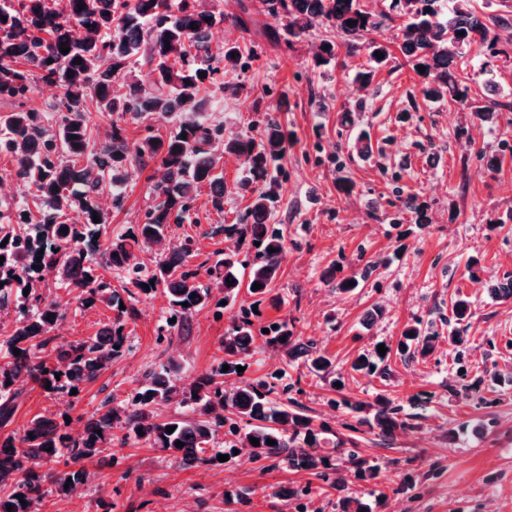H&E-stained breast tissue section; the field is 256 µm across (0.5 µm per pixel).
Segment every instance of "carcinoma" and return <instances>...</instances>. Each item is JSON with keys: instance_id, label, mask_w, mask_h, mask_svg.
Returning a JSON list of instances; mask_svg holds the SVG:
<instances>
[{"instance_id": "1", "label": "carcinoma", "mask_w": 512, "mask_h": 512, "mask_svg": "<svg viewBox=\"0 0 512 512\" xmlns=\"http://www.w3.org/2000/svg\"><path fill=\"white\" fill-rule=\"evenodd\" d=\"M261 5L269 16L284 21L286 33L295 39L316 21H328L349 38L346 50L356 48L361 40L370 61L378 66L388 60L390 51L369 35L387 21H399L401 53L413 69L425 67L423 97L447 98L461 107L468 105L469 88L459 79L457 62L475 44L496 56L500 34L493 26L508 27L478 14L470 0H390L389 12L382 14L371 12L364 0H261ZM215 20L216 14L202 8L199 0H68L65 10L48 5V0L0 3V97L15 103L13 112L0 117V155L15 159V176L32 190L36 204L33 211L25 200L0 199V219L7 220L0 225V256L5 257L0 265V307L10 306L14 314L12 331L0 340L5 359L0 363L1 427L14 412L19 379L32 382L50 398L69 396L71 390L79 391L96 380L124 350L118 320L94 336L70 341L56 336L63 313L38 293L48 279L77 291L81 307L103 303L120 316L126 313L119 309L120 303L126 302L130 290L100 279L97 270L103 265L122 270L137 287L162 286L176 318L207 306L213 283L224 289L226 301L237 294L240 282L226 283L235 278L230 256L209 266L192 265L193 242L186 239L149 268L127 246L129 240L136 246L160 242L170 225L181 224L190 215L197 188L204 183L210 187L212 206L224 209V177L218 173L219 158L209 150L215 141L224 142V153L244 158L247 182L254 185L250 206L237 223L224 227V234L237 238L245 248L249 293L264 295L271 290L285 257L282 232L270 217L283 180L277 161L288 149L290 135L272 112L264 113L257 133L230 138L224 137L222 124L201 117L206 90L220 71L218 63L238 64L229 50L222 55L212 52L208 30ZM349 21L356 25L348 26ZM193 24L197 29H191ZM63 45L69 48L66 54L60 52ZM378 52L383 58H377ZM77 57L82 63H75ZM139 62L147 71L133 79L129 69ZM122 75L126 84L117 89L115 83ZM36 78L63 89L57 111L46 115L27 107ZM93 107L111 117L103 142L91 138ZM511 109V102L493 99L472 112L492 123L499 112ZM158 115L174 121L164 136L153 133L151 121ZM128 118L144 125L146 135L129 140L124 126ZM155 161L163 168L162 178L153 185L151 202L142 222L131 231L133 237L101 250L107 220L98 206L100 194L112 188L113 203L120 205L127 167L144 168ZM71 210L81 213V223L62 221ZM95 214L98 223L93 220ZM63 227L68 228L65 234ZM37 263L42 269L33 268ZM203 272L210 283L200 280ZM369 272L367 265L338 278L333 268L327 278L337 293L344 294L352 290L347 282L364 281ZM256 282L261 284L257 290L253 289ZM469 312L467 300L454 301L457 327L448 335V345L462 342ZM251 315L250 309L241 311L224 336V356L209 375L187 387L175 384L178 364L169 361L150 373L130 397L118 403L108 397L84 420L76 436L69 433L66 421L49 414L34 416L18 434L0 437V512H31L34 504L52 494L66 497L83 488L89 473L80 463L112 448L116 423L127 428L121 444L142 441L166 452L184 469L217 463L224 451L214 447L215 439L225 428L240 446L254 448L258 457L273 460L286 452L289 466L318 469L322 479L336 485L330 480L333 464L317 452V432L298 404L276 402L275 388L260 380L244 379L233 389H224V376L237 373L239 360L249 356L255 339ZM435 341L415 322L403 332L400 349H412L424 357ZM268 342L291 359L304 358L315 375L332 366L327 354L294 335L286 322ZM15 348L20 350L17 356ZM225 364L229 365L226 372L222 371ZM177 396L185 411L157 419L158 406ZM168 426L175 430L167 432ZM368 426L384 435L411 429L398 408L381 395ZM140 430L144 435L138 434ZM252 437L259 440L258 446H252ZM269 439L276 444H266ZM178 441L184 446H176ZM19 494L26 504L20 503Z\"/></svg>"}]
</instances>
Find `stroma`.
I'll return each mask as SVG.
<instances>
[{
    "mask_svg": "<svg viewBox=\"0 0 512 512\" xmlns=\"http://www.w3.org/2000/svg\"><path fill=\"white\" fill-rule=\"evenodd\" d=\"M204 6L223 16L209 31L212 48L236 46L242 54L235 69L216 78L223 89L209 105V121L231 136L249 132L260 113L274 112L291 134L280 160L288 179L273 216L285 258L254 323L288 321L295 335L313 339L333 357L344 387L332 390L303 360L288 359L261 337L245 359V375L278 387L293 384L291 399L313 425H326L320 452L344 482L330 488L283 457L271 466L233 454L222 464L184 470L147 445L116 444L86 461L91 477L83 489L49 497L51 512H157L161 504L168 512L186 506L191 512H340L345 498L363 501L372 512H512V299L487 290L512 277V111L491 125L448 101L425 100L420 76L399 49L396 23L374 35L392 57L365 88L354 79L368 65L364 48L315 67L319 45L341 39L328 23H314L298 40L275 42L265 31L280 23L260 10L243 15L240 0H205ZM498 49L496 57L474 51L463 61L476 104L495 88L500 101L512 102V43ZM220 164L223 211L212 207L209 188L200 187L187 220L171 225L163 244L139 252L146 265L187 237L196 265L231 249L224 228L236 223L251 196L240 187L242 158L226 154ZM161 176L155 163L131 167L119 209L104 193L103 247L137 224ZM341 176L354 182L353 194L338 191ZM398 185L414 209L395 203ZM365 263L374 269L350 293L337 294L323 277L331 266L349 272ZM46 294L64 314L56 334L65 340L94 335L116 316L104 306L82 310L74 292L54 283ZM460 296L470 300L471 316L466 349L458 354L448 333ZM253 303L243 286L223 318L209 308L196 310L161 343L157 336L168 315L163 292L137 294L124 319V356L75 398H48L33 384H21L7 432L22 431L47 410L66 414L70 431L79 432L82 418L106 396L128 397L171 359L181 365L179 383L193 382L211 371L227 328ZM376 306L383 316L367 323ZM414 321L437 337L423 359L396 349ZM379 343L391 351L378 370L352 371L351 362ZM493 373L503 381L490 402H481L468 386ZM380 395L412 416L411 431L385 438L369 428ZM352 451L379 465L377 482L357 477Z\"/></svg>",
    "mask_w": 512,
    "mask_h": 512,
    "instance_id": "1",
    "label": "stroma"
}]
</instances>
